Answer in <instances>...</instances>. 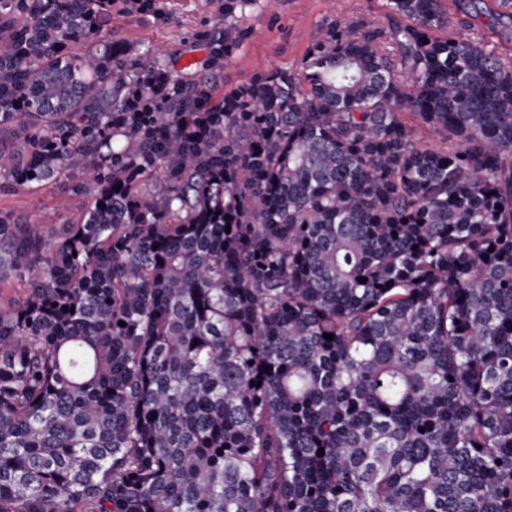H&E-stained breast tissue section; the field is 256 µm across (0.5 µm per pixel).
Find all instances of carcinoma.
<instances>
[{"mask_svg": "<svg viewBox=\"0 0 512 512\" xmlns=\"http://www.w3.org/2000/svg\"><path fill=\"white\" fill-rule=\"evenodd\" d=\"M210 2L183 72L97 42L160 0H0V181L88 199L0 212V512H512V0L221 96L258 0ZM80 181L79 176H66L36 190L0 186V211L8 212L20 221L50 219L55 224H65L79 214L85 203L86 195L73 189V185Z\"/></svg>", "mask_w": 512, "mask_h": 512, "instance_id": "cac0c4a2", "label": "carcinoma"}]
</instances>
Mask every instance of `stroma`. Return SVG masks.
<instances>
[{"label": "stroma", "instance_id": "obj_1", "mask_svg": "<svg viewBox=\"0 0 512 512\" xmlns=\"http://www.w3.org/2000/svg\"><path fill=\"white\" fill-rule=\"evenodd\" d=\"M384 10V0H260L241 18L252 35L225 60L220 88L227 92L255 73L297 65L329 15L355 11L378 16ZM223 23V15L206 0H181L172 12L158 17L113 12L107 33L139 48L163 50L183 68L205 56L195 33ZM74 183L67 176L36 190L0 187V211L20 221L65 223L79 214L86 200Z\"/></svg>", "mask_w": 512, "mask_h": 512}]
</instances>
